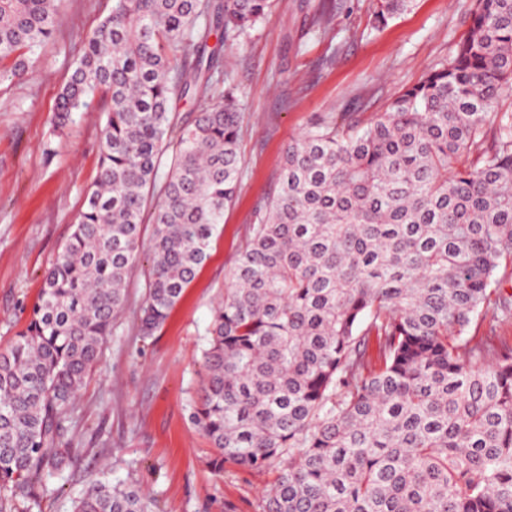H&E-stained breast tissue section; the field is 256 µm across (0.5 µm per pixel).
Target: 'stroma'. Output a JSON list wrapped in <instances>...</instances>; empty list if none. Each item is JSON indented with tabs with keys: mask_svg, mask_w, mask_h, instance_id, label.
I'll return each instance as SVG.
<instances>
[{
	"mask_svg": "<svg viewBox=\"0 0 512 512\" xmlns=\"http://www.w3.org/2000/svg\"><path fill=\"white\" fill-rule=\"evenodd\" d=\"M319 0H271L249 35L220 44L219 77H230L246 107L240 137L244 173L224 211L209 257L168 318L141 335L132 312L146 288V263L128 279L130 310L103 346L100 364L73 404L71 434L84 453L66 470L53 512H70L91 472L108 463L112 480L148 492L158 512H259L271 473L216 474L212 449L189 420L214 307L276 188L283 152L317 115L352 112L367 120L399 91L448 59L470 25L475 0H414L381 29L376 0H344L322 36L310 33ZM112 0H60L55 35L37 70L0 79V347L27 325L43 276L74 231L98 171L106 103L89 98L64 129L58 93Z\"/></svg>",
	"mask_w": 512,
	"mask_h": 512,
	"instance_id": "stroma-1",
	"label": "stroma"
}]
</instances>
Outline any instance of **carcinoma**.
I'll return each mask as SVG.
<instances>
[{"instance_id": "cac0c4a2", "label": "carcinoma", "mask_w": 512, "mask_h": 512, "mask_svg": "<svg viewBox=\"0 0 512 512\" xmlns=\"http://www.w3.org/2000/svg\"><path fill=\"white\" fill-rule=\"evenodd\" d=\"M413 0H379L373 27ZM59 0H0V76L39 66ZM269 0H112L57 101L107 99L98 174L31 318L0 349V512H45L76 393L128 306L153 224L142 335L208 257L243 178L245 107L217 91L214 29ZM336 0H323L325 34ZM512 0H477L456 52L365 124L318 116L284 152L214 310L189 416L222 473H276L261 512H512ZM199 112L178 123L173 103ZM171 155L167 172L164 157ZM489 334L476 340V319ZM376 353L370 352V342ZM72 512H156L90 477Z\"/></svg>"}]
</instances>
